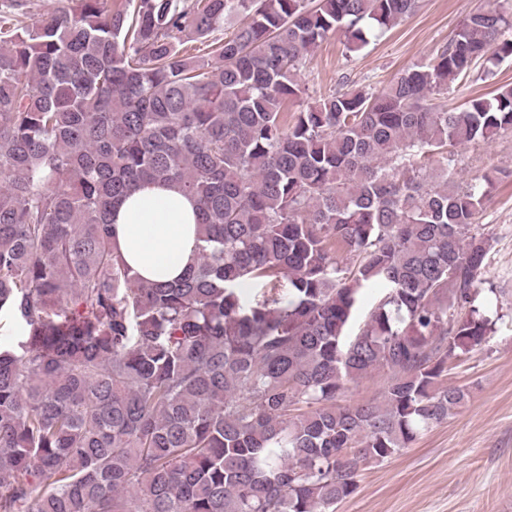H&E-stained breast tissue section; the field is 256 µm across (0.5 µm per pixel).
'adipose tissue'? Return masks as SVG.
<instances>
[{"label":"adipose tissue","instance_id":"adipose-tissue-1","mask_svg":"<svg viewBox=\"0 0 512 512\" xmlns=\"http://www.w3.org/2000/svg\"><path fill=\"white\" fill-rule=\"evenodd\" d=\"M197 211L177 187L142 186L112 216V235L123 260L149 281L180 277L197 256Z\"/></svg>","mask_w":512,"mask_h":512}]
</instances>
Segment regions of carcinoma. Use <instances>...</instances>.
Returning a JSON list of instances; mask_svg holds the SVG:
<instances>
[{
  "mask_svg": "<svg viewBox=\"0 0 512 512\" xmlns=\"http://www.w3.org/2000/svg\"><path fill=\"white\" fill-rule=\"evenodd\" d=\"M415 6L66 0L19 26L0 0V316L28 333L0 347V512H335L467 403L448 362L496 324L471 233L491 178L460 184L456 148L512 132V86L431 96L512 56V0L376 93L284 112L312 48L357 52ZM155 182L199 213L167 284L110 230ZM372 374L379 399L340 403Z\"/></svg>",
  "mask_w": 512,
  "mask_h": 512,
  "instance_id": "1",
  "label": "carcinoma"
}]
</instances>
